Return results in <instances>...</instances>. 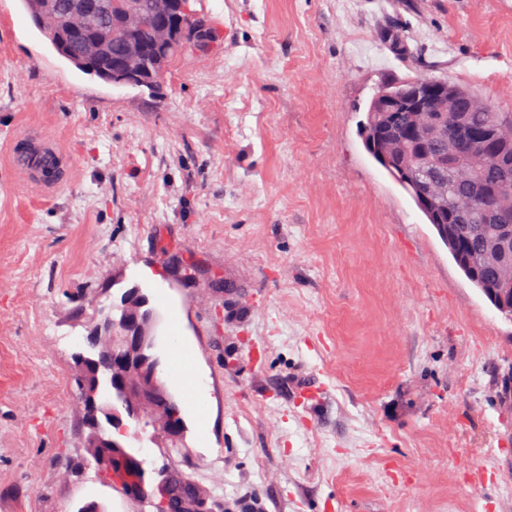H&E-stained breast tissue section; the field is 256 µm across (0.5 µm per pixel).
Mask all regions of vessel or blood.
<instances>
[{"instance_id":"vessel-or-blood-1","label":"vessel or blood","mask_w":512,"mask_h":512,"mask_svg":"<svg viewBox=\"0 0 512 512\" xmlns=\"http://www.w3.org/2000/svg\"><path fill=\"white\" fill-rule=\"evenodd\" d=\"M11 167L26 174L31 187L50 194L68 181L70 161L56 140L41 129L15 135L7 151Z\"/></svg>"}]
</instances>
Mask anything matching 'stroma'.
Returning <instances> with one entry per match:
<instances>
[{
	"mask_svg": "<svg viewBox=\"0 0 512 512\" xmlns=\"http://www.w3.org/2000/svg\"><path fill=\"white\" fill-rule=\"evenodd\" d=\"M219 43L158 92L77 71L0 0V512H155L88 454L73 377L139 281L206 400L167 448L124 418L149 484L202 512H512V320L366 151L375 92L416 75L512 112V0H190ZM37 124L52 195L6 163ZM208 422L199 437L197 419ZM9 165L27 175L28 184L51 194L68 182L70 161L56 140L41 129H28L9 142Z\"/></svg>",
	"mask_w": 512,
	"mask_h": 512,
	"instance_id": "stroma-1",
	"label": "stroma"
}]
</instances>
